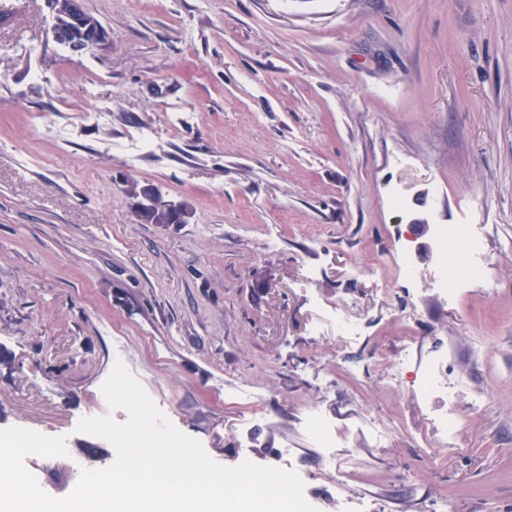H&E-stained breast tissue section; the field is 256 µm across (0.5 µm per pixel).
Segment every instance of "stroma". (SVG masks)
Instances as JSON below:
<instances>
[{
  "mask_svg": "<svg viewBox=\"0 0 512 512\" xmlns=\"http://www.w3.org/2000/svg\"><path fill=\"white\" fill-rule=\"evenodd\" d=\"M83 5L107 39L76 53L47 0H0V429L66 437L25 460L42 489L109 449L76 426L126 421L120 361L214 461L295 470L319 512H512V0ZM131 179L188 223H139ZM456 224L489 281L453 298ZM442 235L446 250L449 248L455 252L457 249L465 247L472 253L479 251L480 239L471 225L460 224L448 227Z\"/></svg>",
  "mask_w": 512,
  "mask_h": 512,
  "instance_id": "35a3bbf8",
  "label": "stroma"
}]
</instances>
